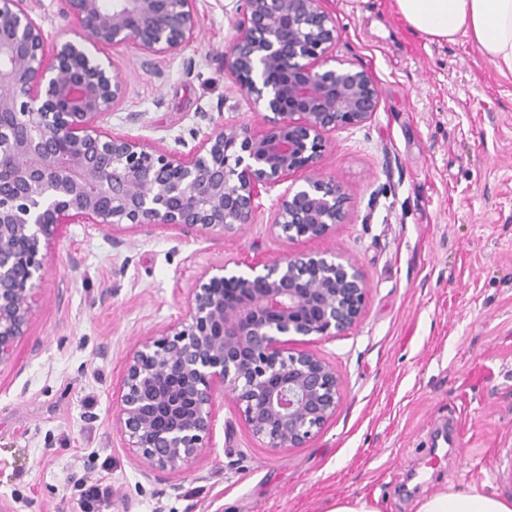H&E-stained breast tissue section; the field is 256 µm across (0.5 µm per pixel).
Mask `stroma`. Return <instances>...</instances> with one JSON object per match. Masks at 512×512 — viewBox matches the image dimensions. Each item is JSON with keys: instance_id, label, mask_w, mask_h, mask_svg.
I'll return each instance as SVG.
<instances>
[{"instance_id": "35a3bbf8", "label": "stroma", "mask_w": 512, "mask_h": 512, "mask_svg": "<svg viewBox=\"0 0 512 512\" xmlns=\"http://www.w3.org/2000/svg\"><path fill=\"white\" fill-rule=\"evenodd\" d=\"M333 55L380 89L371 122L326 134L325 178L346 192V220L319 239L270 231L280 195L262 189L253 224L190 236L124 224H63L43 248L46 275L26 336L0 363V504L8 512H327L339 497L381 512L477 488L499 494L512 465V77L464 36L411 33L393 0H324ZM197 36L173 59L110 48L123 96L102 124L184 157L215 123L263 127L224 52L243 0H197ZM336 254L367 282L348 331L294 349L341 381L335 414L300 448L271 451L230 398H218L210 449L191 468H149L113 423L128 352L179 318L208 269L287 253Z\"/></svg>"}]
</instances>
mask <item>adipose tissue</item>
I'll list each match as a JSON object with an SVG mask.
<instances>
[{"instance_id":"adipose-tissue-1","label":"adipose tissue","mask_w":512,"mask_h":512,"mask_svg":"<svg viewBox=\"0 0 512 512\" xmlns=\"http://www.w3.org/2000/svg\"><path fill=\"white\" fill-rule=\"evenodd\" d=\"M410 32L432 41L464 35L503 75H512V0H394ZM417 512H512V500L477 490L422 498Z\"/></svg>"}]
</instances>
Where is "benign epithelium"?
I'll use <instances>...</instances> for the list:
<instances>
[{
  "mask_svg": "<svg viewBox=\"0 0 512 512\" xmlns=\"http://www.w3.org/2000/svg\"><path fill=\"white\" fill-rule=\"evenodd\" d=\"M26 2L0 0V364L27 333L41 248L62 224L236 233L254 222L261 189L296 171L304 185L277 199L272 231L315 239L344 223V188L319 171L324 135L370 122L380 91L366 71L330 66L338 30L323 0H244L225 56L240 93L269 112L267 127L218 123L186 158L101 130L123 93L101 53L176 58L195 38L196 0H59L73 38L50 53ZM215 270L125 360L113 421L155 470L203 456L221 394L273 451L303 446L336 412V371L288 337L351 329L367 290L359 266L290 253Z\"/></svg>",
  "mask_w": 512,
  "mask_h": 512,
  "instance_id": "1",
  "label": "benign epithelium"
}]
</instances>
